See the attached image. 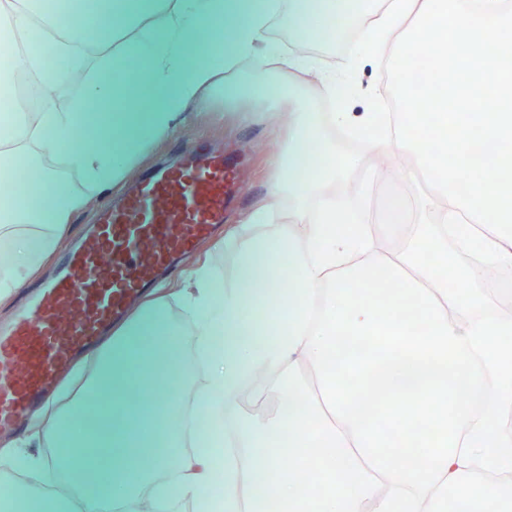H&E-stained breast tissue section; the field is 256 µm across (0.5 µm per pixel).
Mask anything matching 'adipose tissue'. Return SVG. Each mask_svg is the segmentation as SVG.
<instances>
[{
  "label": "adipose tissue",
  "instance_id": "adipose-tissue-1",
  "mask_svg": "<svg viewBox=\"0 0 512 512\" xmlns=\"http://www.w3.org/2000/svg\"><path fill=\"white\" fill-rule=\"evenodd\" d=\"M283 9L298 35L314 39L313 13L348 18L368 54L392 61L400 111H351L348 75L278 58L268 32ZM36 20L80 81L57 106L63 77L43 67L38 44L12 58L13 71L38 75L41 108L18 113L0 168L38 165L46 185L43 202L21 191L0 209V234L15 242L0 267V298L24 287L74 217L120 188L148 146L215 93L228 107L247 94L284 99L290 112L277 176L233 232L223 289L197 266L113 329L92 370L76 369L67 400L47 405L30 433L0 451V469L36 470L25 449L37 435L58 461L47 489L0 484L8 512H140L146 502L152 512L185 502L196 512H445L452 499L499 503L505 487L489 476L512 474V435L498 425L512 413V314L484 306L479 287L490 269L512 279V165L501 157L512 151V58L493 46L512 35V0L484 9L469 0H377L348 11L337 0H72L53 12L44 0H24L20 10L0 0L8 29ZM78 21L99 29L95 61L73 32ZM203 28L210 49L187 59ZM244 62L272 79L243 89L235 73ZM315 82L333 103L323 118L309 109ZM489 87L503 101L494 112L484 107ZM324 121L363 141L365 153L413 157L414 167L391 168L388 180L410 187L427 176L433 195H396L375 214L343 194L359 159L336 157ZM481 142L501 154L479 167ZM464 176L461 196L455 186ZM332 186L321 210L307 207ZM284 198L292 221L278 225L272 217ZM474 239L478 261H421L425 251L444 256ZM377 278L395 294L367 297L363 286ZM469 308L485 309V319L473 322ZM188 340L205 367L197 386ZM400 350L421 362L418 380L403 373ZM372 388L382 404L370 415L357 401ZM480 397L487 409L477 416L471 406ZM187 400L207 429L184 418ZM247 400L264 416L249 414ZM438 436L444 451L422 453ZM302 472L316 474L318 493ZM269 479L272 495L244 501L246 481Z\"/></svg>",
  "mask_w": 512,
  "mask_h": 512
}]
</instances>
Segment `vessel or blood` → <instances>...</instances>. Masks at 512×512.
I'll list each match as a JSON object with an SVG mask.
<instances>
[{
    "instance_id": "1",
    "label": "vessel or blood",
    "mask_w": 512,
    "mask_h": 512,
    "mask_svg": "<svg viewBox=\"0 0 512 512\" xmlns=\"http://www.w3.org/2000/svg\"><path fill=\"white\" fill-rule=\"evenodd\" d=\"M177 154L174 164L136 176L56 274L0 324V436L17 432L73 358L223 223L242 164L221 148Z\"/></svg>"
}]
</instances>
